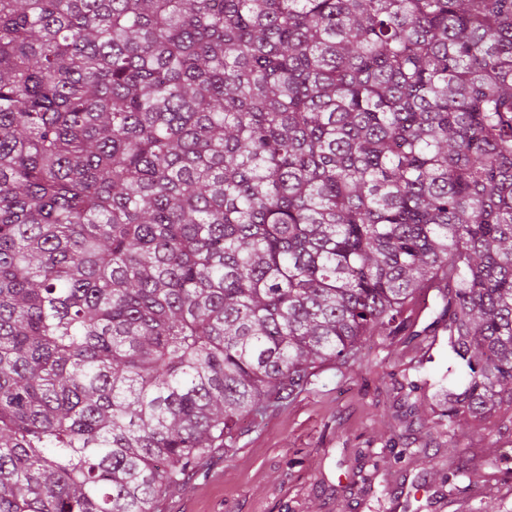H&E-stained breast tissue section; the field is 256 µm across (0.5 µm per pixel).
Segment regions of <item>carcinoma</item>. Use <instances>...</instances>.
I'll return each mask as SVG.
<instances>
[{
	"instance_id": "1",
	"label": "carcinoma",
	"mask_w": 512,
	"mask_h": 512,
	"mask_svg": "<svg viewBox=\"0 0 512 512\" xmlns=\"http://www.w3.org/2000/svg\"><path fill=\"white\" fill-rule=\"evenodd\" d=\"M512 406V0H0V512H156L407 329ZM428 307L427 295L421 294L412 300L405 309L404 316L411 323L417 324L418 328L425 326L433 315L432 308Z\"/></svg>"
}]
</instances>
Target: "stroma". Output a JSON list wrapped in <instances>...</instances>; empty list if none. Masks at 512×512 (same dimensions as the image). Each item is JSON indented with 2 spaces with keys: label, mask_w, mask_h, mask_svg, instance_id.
<instances>
[{
  "label": "stroma",
  "mask_w": 512,
  "mask_h": 512,
  "mask_svg": "<svg viewBox=\"0 0 512 512\" xmlns=\"http://www.w3.org/2000/svg\"><path fill=\"white\" fill-rule=\"evenodd\" d=\"M418 359L399 339L375 335L355 362L317 367L302 392L208 452L157 512H512V483L491 497L470 473L473 457L512 458L500 417L468 423L454 445L437 423L413 431L399 423L405 398L391 375L438 371ZM394 437L411 449L398 462L388 450ZM448 468L461 473L456 486L441 478ZM363 471L373 473L371 485Z\"/></svg>",
  "instance_id": "stroma-1"
}]
</instances>
